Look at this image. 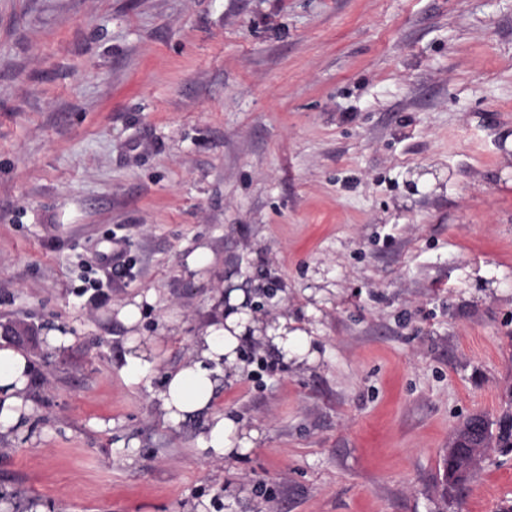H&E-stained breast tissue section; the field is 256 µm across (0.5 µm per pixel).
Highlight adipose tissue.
Listing matches in <instances>:
<instances>
[{"instance_id":"ef3b65f1","label":"adipose tissue","mask_w":512,"mask_h":512,"mask_svg":"<svg viewBox=\"0 0 512 512\" xmlns=\"http://www.w3.org/2000/svg\"><path fill=\"white\" fill-rule=\"evenodd\" d=\"M245 300L242 291L229 292L223 320L196 336L194 356L166 371L155 395L164 422L173 426L203 422L201 447L218 459L244 453L260 436L258 430L246 429L238 416L213 410L224 370L237 364L238 349L249 337V318L242 310ZM30 372L29 355L0 341V435L24 437L30 432L36 413Z\"/></svg>"}]
</instances>
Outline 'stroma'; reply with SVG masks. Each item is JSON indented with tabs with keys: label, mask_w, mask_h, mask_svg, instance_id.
<instances>
[{
	"label": "stroma",
	"mask_w": 512,
	"mask_h": 512,
	"mask_svg": "<svg viewBox=\"0 0 512 512\" xmlns=\"http://www.w3.org/2000/svg\"><path fill=\"white\" fill-rule=\"evenodd\" d=\"M235 288L309 350L242 342L214 407L260 437L211 459L154 395ZM0 340L14 512H497L512 460L440 480L512 378V0H0ZM93 263L96 267V271L103 272L106 279L111 274L112 276H119L125 274L128 270L124 252L114 249L112 251V247L108 252L98 251ZM125 348L127 353L123 372L132 381H137L154 366L155 352L154 350L151 352L145 350L141 345L139 336L135 334L127 336ZM30 356L0 341V436L24 437L36 413L31 383Z\"/></svg>",
	"instance_id": "obj_1"
}]
</instances>
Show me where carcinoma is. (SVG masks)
Instances as JSON below:
<instances>
[{
	"mask_svg": "<svg viewBox=\"0 0 512 512\" xmlns=\"http://www.w3.org/2000/svg\"><path fill=\"white\" fill-rule=\"evenodd\" d=\"M512 400L504 403L495 418L483 417L479 440L470 444L453 436L449 443L452 451L443 457L441 483L443 495L450 501L461 503L470 484L476 478L483 464L496 455L512 457Z\"/></svg>",
	"mask_w": 512,
	"mask_h": 512,
	"instance_id": "cac0c4a2",
	"label": "carcinoma"
}]
</instances>
